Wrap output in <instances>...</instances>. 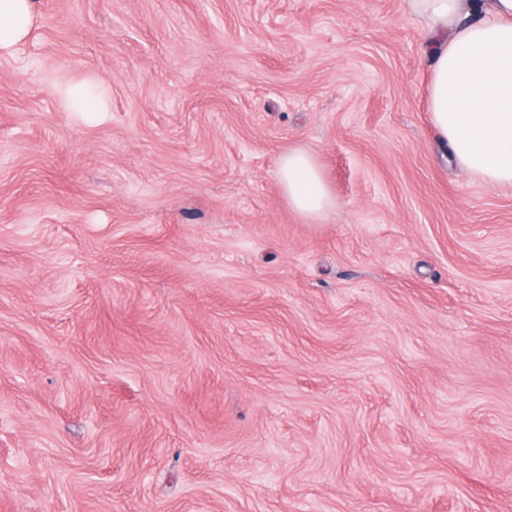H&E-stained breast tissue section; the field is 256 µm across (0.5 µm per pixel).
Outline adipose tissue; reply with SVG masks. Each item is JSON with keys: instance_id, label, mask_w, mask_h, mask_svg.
Here are the masks:
<instances>
[{"instance_id": "ef3b65f1", "label": "adipose tissue", "mask_w": 512, "mask_h": 512, "mask_svg": "<svg viewBox=\"0 0 512 512\" xmlns=\"http://www.w3.org/2000/svg\"><path fill=\"white\" fill-rule=\"evenodd\" d=\"M431 53V120L449 156L471 179L512 186V0H409ZM36 22L33 0H0V54L14 52ZM289 206L314 221L336 200L314 152L280 156Z\"/></svg>"}]
</instances>
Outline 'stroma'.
<instances>
[{"label": "stroma", "instance_id": "obj_1", "mask_svg": "<svg viewBox=\"0 0 512 512\" xmlns=\"http://www.w3.org/2000/svg\"><path fill=\"white\" fill-rule=\"evenodd\" d=\"M36 13L0 56V512H512V187L443 156L406 0ZM58 96L69 112H103L100 94L89 86L63 84L58 88ZM277 178L288 205L307 221L319 220L336 207L318 157L297 147L280 156Z\"/></svg>", "mask_w": 512, "mask_h": 512}]
</instances>
